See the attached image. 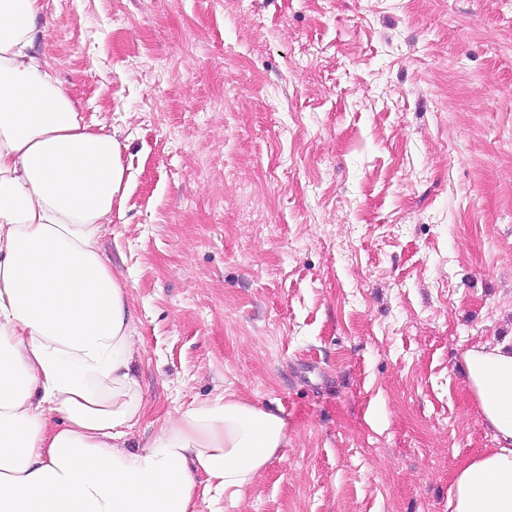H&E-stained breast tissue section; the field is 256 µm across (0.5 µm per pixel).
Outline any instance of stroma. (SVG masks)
<instances>
[{"label": "stroma", "instance_id": "obj_1", "mask_svg": "<svg viewBox=\"0 0 512 512\" xmlns=\"http://www.w3.org/2000/svg\"><path fill=\"white\" fill-rule=\"evenodd\" d=\"M36 48L128 185L140 438L195 401L287 444L223 512H448L512 339V0H44Z\"/></svg>", "mask_w": 512, "mask_h": 512}]
</instances>
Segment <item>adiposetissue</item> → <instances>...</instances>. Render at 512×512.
I'll return each instance as SVG.
<instances>
[{
    "label": "adipose tissue",
    "mask_w": 512,
    "mask_h": 512,
    "mask_svg": "<svg viewBox=\"0 0 512 512\" xmlns=\"http://www.w3.org/2000/svg\"><path fill=\"white\" fill-rule=\"evenodd\" d=\"M43 0H0V512H200L240 504L285 445L274 412L229 395L147 401L126 288L101 245L120 145L33 53ZM495 447L463 461L448 512H512V343L464 353Z\"/></svg>",
    "instance_id": "ef3b65f1"
}]
</instances>
